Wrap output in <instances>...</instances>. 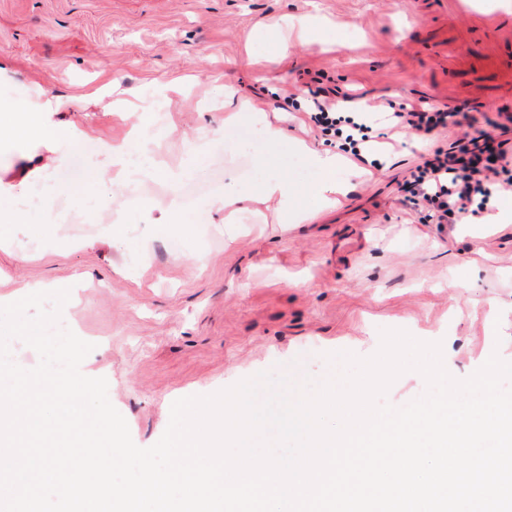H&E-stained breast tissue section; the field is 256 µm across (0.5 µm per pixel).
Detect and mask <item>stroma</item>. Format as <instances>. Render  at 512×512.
Wrapping results in <instances>:
<instances>
[{
	"mask_svg": "<svg viewBox=\"0 0 512 512\" xmlns=\"http://www.w3.org/2000/svg\"><path fill=\"white\" fill-rule=\"evenodd\" d=\"M319 12L348 43L325 49L294 43L287 58L260 73L246 67L257 26L284 15ZM475 12L485 26L455 21ZM0 98L26 89L50 95L91 92L116 79L114 95L133 98L160 80L189 79L191 94L170 118L176 131L162 152L178 165L183 133L201 123L220 128V112L201 111L212 78L270 104L295 95L283 112L289 138L320 148L309 121L308 85L351 89L377 114L388 105L466 106L476 126L512 111V0H0ZM64 121L118 141L137 114L92 107ZM459 128L432 140L410 135L376 144L335 209L302 224H239L201 212L199 199L222 190L232 174L255 176L263 144L224 139L178 184L138 178L129 198L151 207L129 233L102 232L100 205L111 185L87 194L69 165L43 168L0 145V182H49L59 192L53 239L15 225L0 246V294L34 283L78 282L66 320L93 349L83 361L108 381V397L134 443L155 444L172 403L209 395L262 371L317 380L334 374L327 353H376L380 332L403 329L447 348L463 379L492 354L512 358V223H421L402 202L399 184L428 150L449 145ZM178 196L186 224H168L165 206ZM145 242L143 254L125 240Z\"/></svg>",
	"mask_w": 512,
	"mask_h": 512,
	"instance_id": "35a3bbf8",
	"label": "stroma"
}]
</instances>
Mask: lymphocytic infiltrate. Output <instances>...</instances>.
Segmentation results:
<instances>
[{"label":"lymphocytic infiltrate","mask_w":512,"mask_h":512,"mask_svg":"<svg viewBox=\"0 0 512 512\" xmlns=\"http://www.w3.org/2000/svg\"><path fill=\"white\" fill-rule=\"evenodd\" d=\"M355 94L333 97L319 87L311 92L310 120L322 135L338 139V148L350 159L364 161L372 149L373 128L348 116ZM470 116L462 107H398L389 112L383 128L387 133L420 137L449 127L462 128V135L449 148H435L411 170L401 189L404 200L436 224H481L492 192L512 194V178H501L508 163L507 152L495 132L502 122L487 129H470Z\"/></svg>","instance_id":"lymphocytic-infiltrate-1"}]
</instances>
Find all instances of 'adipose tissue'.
Instances as JSON below:
<instances>
[{"label": "adipose tissue", "instance_id": "ef3b65f1", "mask_svg": "<svg viewBox=\"0 0 512 512\" xmlns=\"http://www.w3.org/2000/svg\"><path fill=\"white\" fill-rule=\"evenodd\" d=\"M110 94L111 86L107 83L88 96L21 94L0 106V133L21 150L38 142L54 144L57 154L53 163L57 166L67 160L68 150L74 146L103 157L105 166L96 168L85 178L86 188L90 191L96 190L105 180L120 184L140 173L177 182L179 172L156 161L153 155L156 135L148 118L134 126L122 141L109 143L85 131L58 126L50 120L49 115L82 110L91 103L107 112H144L147 115L158 110L169 112L175 103L186 99L188 90L185 84L178 80L159 83L131 103L111 100ZM223 96L226 109L223 129L199 128L190 142L185 167H192L209 153L225 132L257 133L267 150L256 161V167L261 171L259 178L236 180L225 186L224 190L201 198V208L223 212L224 221L228 224L249 222L254 214L252 206L256 203L271 207L277 223L294 224L305 220L309 211L298 202L299 186L281 172L283 159L291 151L301 154L306 165L315 173L316 180L308 191L319 207L330 206L334 195L344 193L346 184L337 177L341 168L339 154L328 149L310 148L289 139L283 128L269 118L265 101L239 97L235 89L230 87L224 88ZM38 197L37 205L32 207L17 202L12 187L0 186L1 240L11 237L14 225L45 224L55 209L56 191L53 186L46 184L41 187Z\"/></svg>", "mask_w": 512, "mask_h": 512}]
</instances>
